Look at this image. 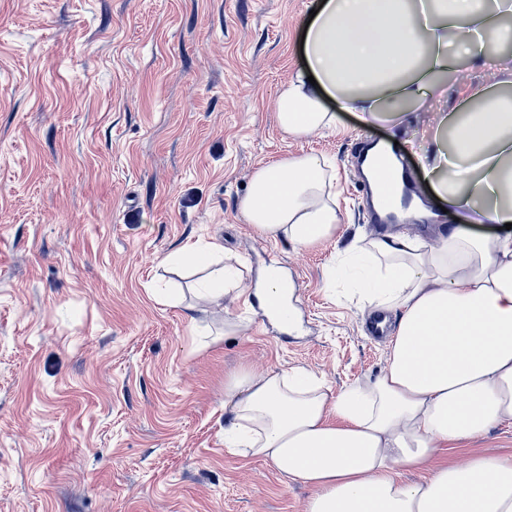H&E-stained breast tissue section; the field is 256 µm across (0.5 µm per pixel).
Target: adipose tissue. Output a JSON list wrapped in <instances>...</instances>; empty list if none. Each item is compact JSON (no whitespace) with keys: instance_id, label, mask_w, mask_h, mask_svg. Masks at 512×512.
I'll return each instance as SVG.
<instances>
[{"instance_id":"1","label":"adipose tissue","mask_w":512,"mask_h":512,"mask_svg":"<svg viewBox=\"0 0 512 512\" xmlns=\"http://www.w3.org/2000/svg\"><path fill=\"white\" fill-rule=\"evenodd\" d=\"M511 15L512 0H321L277 121L296 136L335 129L343 112L396 122L444 94L454 46L511 75L512 51L497 47ZM438 126L447 144L417 155L459 227L429 240L384 232L343 253L363 307L397 316L379 374L338 393L302 368H244L224 382L228 447L310 486L305 512H512V456L433 463L439 449L512 425V91L466 88ZM241 210L298 248L334 238L336 170L313 155L268 164ZM471 224L499 231L474 235ZM403 469L423 477L403 481Z\"/></svg>"}]
</instances>
